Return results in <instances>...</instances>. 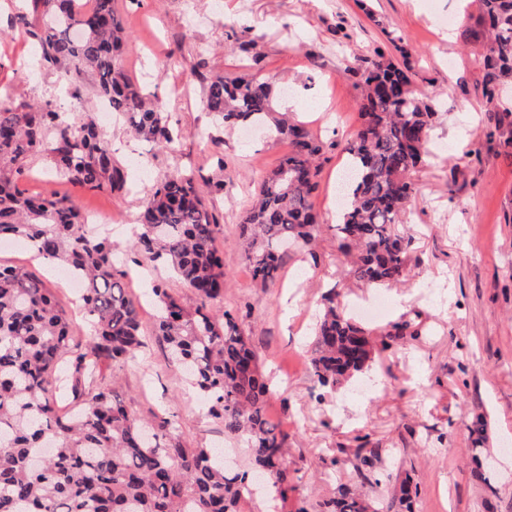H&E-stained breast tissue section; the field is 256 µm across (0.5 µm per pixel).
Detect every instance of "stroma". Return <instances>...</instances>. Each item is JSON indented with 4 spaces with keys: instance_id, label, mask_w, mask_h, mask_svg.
Wrapping results in <instances>:
<instances>
[{
    "instance_id": "obj_1",
    "label": "stroma",
    "mask_w": 512,
    "mask_h": 512,
    "mask_svg": "<svg viewBox=\"0 0 512 512\" xmlns=\"http://www.w3.org/2000/svg\"><path fill=\"white\" fill-rule=\"evenodd\" d=\"M130 42L125 72L161 101L183 136L161 151L134 139L123 119L105 125L116 158L139 164L143 180L117 195L58 183L43 159L28 161L20 186L33 194L67 193L83 213L114 224L112 244L132 264L131 292L144 328H151L154 280L191 300L170 270L137 257L128 234L140 202L173 168L211 175L224 168V190L207 203L221 224L217 244L228 275L224 306L250 330L275 392L267 413L288 436L285 456L296 488L277 512L300 501L322 502L339 489H358L353 472L357 436L382 450L393 483L417 488L414 512H512V160L491 134L482 93L478 45L460 33L474 23V0H119ZM399 37L413 55L414 87L436 99L433 151L415 180L411 208L399 225L411 238L406 279L388 288L342 280L331 215L336 183L348 161L346 143L360 125L359 89L348 67L354 54L393 53ZM252 40L255 51H243ZM30 42L16 31L0 36V83L21 97L58 98L57 74L33 68ZM208 50L207 72L274 78V107L306 124L326 143L314 208L323 226L311 250L290 254L279 283L257 286L239 237L238 221L262 175L288 153L269 128L216 131L202 108L204 84L194 65ZM191 87L183 96V87ZM345 299L385 297L384 314L363 317L369 327L409 320L419 334L376 357L360 391L321 393L310 377L306 351L333 285ZM117 390L141 416L175 418L184 436L228 448L224 428L197 404L196 392L168 363L159 344L116 374ZM488 423L486 453L493 468H475L467 423Z\"/></svg>"
}]
</instances>
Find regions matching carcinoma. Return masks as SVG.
Wrapping results in <instances>:
<instances>
[{
	"label": "carcinoma",
	"mask_w": 512,
	"mask_h": 512,
	"mask_svg": "<svg viewBox=\"0 0 512 512\" xmlns=\"http://www.w3.org/2000/svg\"><path fill=\"white\" fill-rule=\"evenodd\" d=\"M467 43L484 44L475 58L483 97L505 156L512 158V106L500 103L512 85V0H476ZM8 29L35 44L41 69L60 74L74 99L87 75L99 100L137 136L162 150L180 131L158 98L126 74L121 51L130 41L118 0H18ZM395 59L379 48L354 56L350 71L360 89L363 122L348 141L347 178L339 221L332 225L343 275L362 285L389 287L409 274V240L395 226L415 190L429 154L436 105L414 89L410 54ZM274 87L264 79L215 73L207 79L204 108L220 127L273 122L288 155L257 184L239 220L254 282L275 286L292 247L309 246L320 228L312 197L324 143L305 124L275 115ZM40 156L71 185L130 192L128 168L90 112L65 115L49 102H16L0 85V239L25 243L35 257L54 261L82 280L78 309L91 328L75 342L73 323L54 293L25 266L0 265V512H251L259 490L288 497L284 459L288 435L267 415L272 394L250 334L224 309L220 225L205 189H224L218 176L196 177L175 168L156 181L143 203L134 250L168 265L189 288L192 304L163 284L153 288L152 335L168 347L224 436L249 449L250 469L224 465L215 449L187 440L177 422L148 420L130 410L107 371L146 347L139 301L125 287L112 243L86 224L68 195H32L20 186L25 164ZM418 335L412 322L396 323L374 339L346 313L332 287L322 297L310 348L313 381L338 393L369 368L376 351ZM482 465L486 428L468 427ZM364 441L355 453L357 479L378 486L382 449ZM296 512H412L410 480L375 498L342 488L338 495Z\"/></svg>",
	"instance_id": "cac0c4a2"
}]
</instances>
